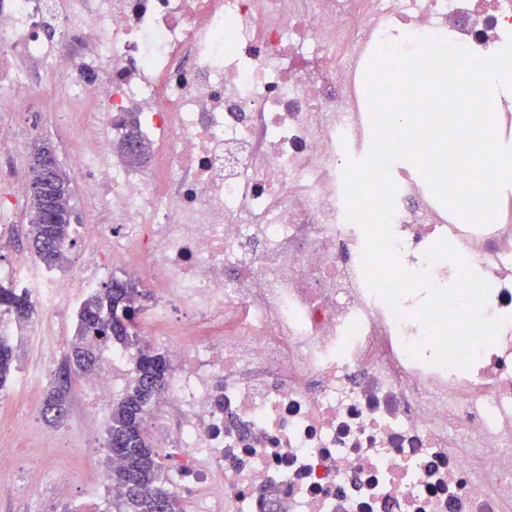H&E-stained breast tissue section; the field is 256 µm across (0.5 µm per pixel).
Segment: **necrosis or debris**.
Segmentation results:
<instances>
[{"instance_id": "4bbe7bcc", "label": "necrosis or debris", "mask_w": 512, "mask_h": 512, "mask_svg": "<svg viewBox=\"0 0 512 512\" xmlns=\"http://www.w3.org/2000/svg\"><path fill=\"white\" fill-rule=\"evenodd\" d=\"M449 33L494 55L512 0H0V110L56 102L91 209L61 274L0 264L45 336L116 270L152 288L149 326H174L153 410L172 421L168 487L188 512H512V189L495 219L459 223L423 178L391 169L400 264L447 286V240L491 285L503 319L469 368L428 362L414 294L392 310L365 280L343 171L372 145L374 53ZM156 155L115 160L126 113ZM0 120V247L18 207ZM423 343V358L407 353ZM86 376L97 414L129 352Z\"/></svg>"}]
</instances>
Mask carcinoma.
<instances>
[{"label": "carcinoma", "mask_w": 512, "mask_h": 512, "mask_svg": "<svg viewBox=\"0 0 512 512\" xmlns=\"http://www.w3.org/2000/svg\"><path fill=\"white\" fill-rule=\"evenodd\" d=\"M129 142L143 147V152L134 156L136 161L150 152L139 136L133 112L128 113L121 149H126ZM72 183L70 174L62 170L49 193L30 196L28 235L36 256L47 267L61 268L67 260L64 244L71 231ZM59 203L67 209L60 214L59 222L41 223L42 215ZM145 298L146 293L135 282L118 279L103 284L88 295L79 309L75 339L61 369L68 370L72 378L88 372L96 362V351L101 348L119 346L131 353L134 379L125 395L112 405L104 443L108 458L119 460V466L109 474L112 497L120 505L118 512H157L161 497L167 500L169 512H183L179 500L160 481L159 453L142 427L171 371L167 354L155 349L140 335L139 315ZM0 309L11 313L19 323L28 321L35 313L26 297L2 286ZM14 362L12 340L0 337V390L11 378ZM69 393L70 390L63 391L58 383H53L45 399L44 411L53 414L57 420L63 418Z\"/></svg>", "instance_id": "1"}]
</instances>
